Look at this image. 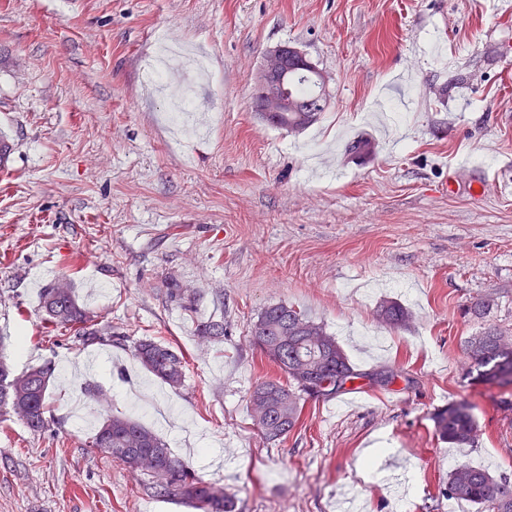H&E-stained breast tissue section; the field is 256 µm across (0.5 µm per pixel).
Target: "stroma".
Returning a JSON list of instances; mask_svg holds the SVG:
<instances>
[{
    "mask_svg": "<svg viewBox=\"0 0 512 512\" xmlns=\"http://www.w3.org/2000/svg\"><path fill=\"white\" fill-rule=\"evenodd\" d=\"M288 44L330 78L317 123L288 132L252 104L265 52ZM208 111L186 135L175 98L146 77L161 48ZM205 58L197 76L189 61ZM0 355L44 361L54 423L0 417V512H188L90 448L107 412L132 416L173 455L234 494L240 512H476L448 498L466 460L512 475V389L464 373V309L494 301L512 326V0H0ZM367 138L370 154H349ZM70 278L80 305L127 345L77 347L49 325L41 287ZM178 281L193 310L168 301ZM392 299L414 320L376 318ZM284 302L323 322L358 369L353 412L306 400L266 441L250 416L273 376L251 326ZM223 319L213 344L199 321ZM152 337L186 360L174 390L130 345ZM96 383L99 403L82 388ZM463 401L476 447L451 448L433 413ZM387 454L363 465L366 449ZM378 321L389 329H401L406 327L411 318V311L397 301L382 300L375 310Z\"/></svg>",
    "mask_w": 512,
    "mask_h": 512,
    "instance_id": "obj_1",
    "label": "stroma"
}]
</instances>
